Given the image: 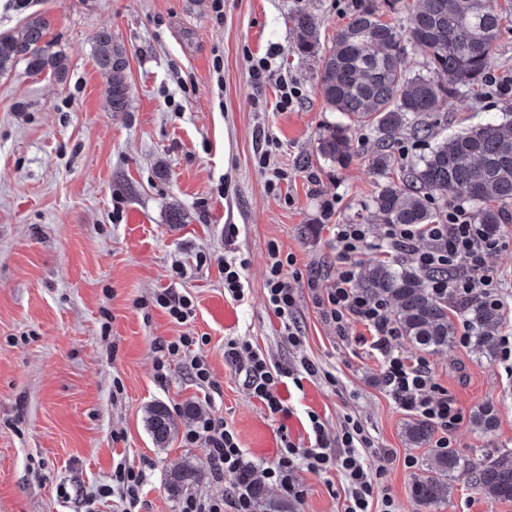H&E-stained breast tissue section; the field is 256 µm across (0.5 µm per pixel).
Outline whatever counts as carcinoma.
<instances>
[{
  "instance_id": "carcinoma-1",
  "label": "carcinoma",
  "mask_w": 512,
  "mask_h": 512,
  "mask_svg": "<svg viewBox=\"0 0 512 512\" xmlns=\"http://www.w3.org/2000/svg\"><path fill=\"white\" fill-rule=\"evenodd\" d=\"M300 30L297 49L308 54L317 42L316 22L309 14L297 18ZM502 31V16L492 0H417L410 8V26L399 30L382 20L378 0H355L348 24L336 34V43L324 57L320 74L322 95L332 110L349 123H334L319 138L325 158L343 165L350 158L351 125H364L375 132L376 150L372 166L379 173L392 169L390 147L401 128L413 136L430 140L429 152L401 171L398 181H390L373 198V206L385 224H434L441 211L432 207L440 199L450 205L466 200L478 206L474 223L489 236L512 222V120L486 119L464 132L440 134L441 123L431 116L440 110L456 85L483 79L493 48ZM48 22L40 13H30L20 36L0 34V74L25 61L33 75L50 72L66 77V55L54 50L47 39ZM407 42L424 48L431 69L448 75V83L432 76H409L402 66ZM96 65L109 75L108 96L112 108L125 107L127 53L112 40V32L101 30L95 39ZM354 285L363 292L381 297L396 308L398 323L406 339L423 348L448 346L457 328L448 314V294L431 287L444 273L420 267L373 259L357 263ZM456 314L464 318L474 353L486 360L500 352L503 314L478 297L454 302ZM482 431L495 426L491 409L484 407L471 418ZM148 427L157 447L168 444L178 423L168 408L155 404L148 409ZM432 424L416 419L406 427L410 443L419 446L430 440ZM460 469H469L474 488L484 497L512 501V452L492 459L465 462L457 455L436 450L426 463L427 475L413 486L416 500L429 507L445 501L452 490L450 478ZM201 472L181 466L170 470L167 489L174 498L200 481ZM251 494L262 512H286L285 503L266 498L254 483Z\"/></svg>"
}]
</instances>
